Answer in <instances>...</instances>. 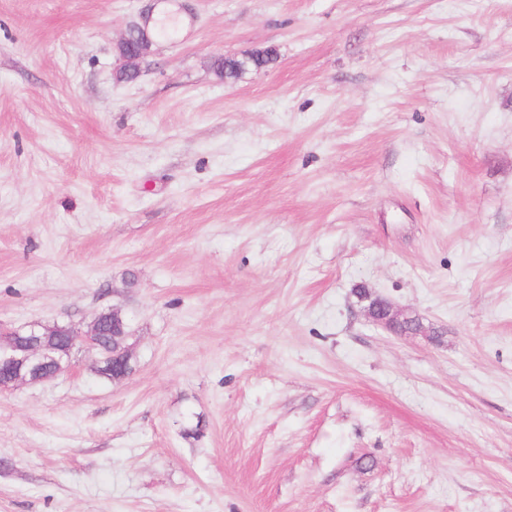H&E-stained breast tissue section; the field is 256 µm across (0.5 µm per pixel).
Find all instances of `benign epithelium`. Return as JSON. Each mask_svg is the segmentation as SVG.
I'll return each instance as SVG.
<instances>
[{"instance_id":"benign-epithelium-1","label":"benign epithelium","mask_w":512,"mask_h":512,"mask_svg":"<svg viewBox=\"0 0 512 512\" xmlns=\"http://www.w3.org/2000/svg\"><path fill=\"white\" fill-rule=\"evenodd\" d=\"M151 39L147 33V25H136L127 31L120 43L121 54L124 58V70L133 74L139 72V61L148 54ZM370 321L397 335L404 332L396 329V324L403 317L398 311L384 300L376 305L364 307ZM105 312H100L93 323L83 330L74 325L50 326L34 323L20 328L0 330V368L10 372V380L0 381V391H5L22 383H38L43 380L46 368L54 369L53 376H58L71 367L73 350L85 348L94 354L100 353L99 336L101 335V320ZM52 331H61L69 337L68 346L56 349L43 342V338Z\"/></svg>"}]
</instances>
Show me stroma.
Listing matches in <instances>:
<instances>
[{
	"label": "stroma",
	"instance_id": "35a3bbf8",
	"mask_svg": "<svg viewBox=\"0 0 512 512\" xmlns=\"http://www.w3.org/2000/svg\"><path fill=\"white\" fill-rule=\"evenodd\" d=\"M108 308L0 512H512V0H0V325ZM151 39L147 33V21L144 25H136L127 31L120 43L121 54L124 58V70L132 71L137 76L139 61L148 54ZM273 61L270 53L261 54L251 53L242 58L227 57L220 61L219 69L224 74V78H235L245 67L254 66L255 68L267 65ZM379 299L382 301L380 304L364 306V311L373 324L381 326L400 336L417 334L414 332H404L397 330L396 324L402 317H405L403 316L405 314L401 311L394 310L388 301L381 298Z\"/></svg>",
	"mask_w": 512,
	"mask_h": 512
}]
</instances>
